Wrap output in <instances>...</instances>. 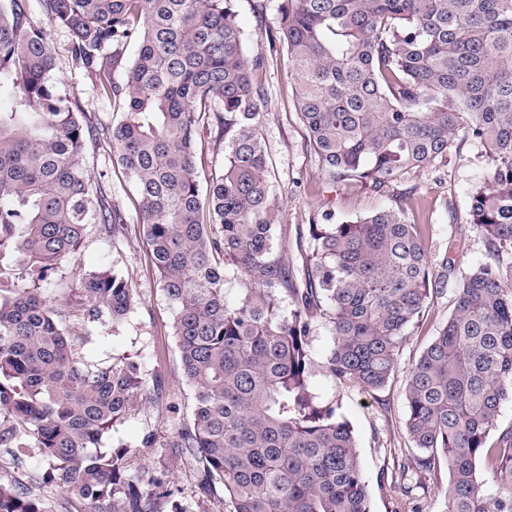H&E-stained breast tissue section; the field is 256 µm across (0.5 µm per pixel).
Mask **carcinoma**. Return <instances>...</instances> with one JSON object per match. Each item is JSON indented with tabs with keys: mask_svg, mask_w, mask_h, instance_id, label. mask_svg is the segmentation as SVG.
Wrapping results in <instances>:
<instances>
[{
	"mask_svg": "<svg viewBox=\"0 0 512 512\" xmlns=\"http://www.w3.org/2000/svg\"><path fill=\"white\" fill-rule=\"evenodd\" d=\"M0 0V447L36 450L70 496L66 512H187L169 475L130 473V449L104 434L163 396L165 383L129 358L91 365L72 316L121 322L136 288L118 269L90 274L59 301L45 285L89 228L114 237L124 211L87 173L90 143L112 145L133 180L163 291L174 312L190 423L172 447L199 464L232 512H370L364 469L336 400L311 384L313 311L339 386L386 387L408 327L454 280L456 302L412 367L406 433L427 473L448 469L445 512H512V0H280L297 108L327 183L382 195L411 171L471 143L486 166L469 225L483 259L461 273L432 259L425 225L398 206L309 225L302 274L276 246L280 209L258 121L266 107L233 0ZM122 118L92 121L52 79V30ZM138 44L130 63L129 43ZM123 74V84L115 81ZM224 136V168L200 198L201 113ZM239 282L229 298L226 273ZM291 308L283 311L282 300ZM0 512H46L31 487L0 479ZM312 353L318 362H324L331 347V326L323 312L317 313L312 318Z\"/></svg>",
	"mask_w": 512,
	"mask_h": 512,
	"instance_id": "1",
	"label": "carcinoma"
}]
</instances>
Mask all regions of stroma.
<instances>
[{
    "mask_svg": "<svg viewBox=\"0 0 512 512\" xmlns=\"http://www.w3.org/2000/svg\"><path fill=\"white\" fill-rule=\"evenodd\" d=\"M277 6L278 0H265V9L260 12L256 0H234L248 56L264 59L257 81L265 90L267 107L259 117L258 132L269 164L272 194L282 210L279 241L290 265L299 270L312 250L309 226L314 215L329 209L336 220H349L388 205L391 198L356 183L332 186L323 179L296 110L287 52L270 41L271 33L279 27ZM52 50L58 91L76 97L85 112L99 119L116 117L113 104L97 95L91 78L73 63L64 30L55 31ZM481 165L476 148L465 144L452 154L449 163L413 172L394 187V196L408 220L426 226L427 251L447 252L460 270L483 257V244L469 225L470 194ZM88 166L92 180L110 184L112 199L124 210L127 224L115 238L90 229L82 250L63 259L51 275L48 290L62 294L101 267L121 269L138 291L137 302L120 324L105 321L85 325L88 339L79 353L89 363L131 357L139 360L147 373L162 375L166 382L165 396L147 401L111 430L103 445L130 446L131 470L149 466L166 471L177 490V502L188 512H228L223 491L200 495L196 461L185 449L172 445L177 427L191 420L194 396L182 376L173 336V311L157 282L146 226L134 206L135 187L121 167L113 165L111 146L91 151ZM454 303L455 290L451 287L433 297L422 320L409 327L395 371L383 390L338 387L321 374L313 378L318 393L337 396L339 412L353 428L371 512H445V464H437L428 475L412 468L399 474L394 465L418 453L404 428L409 371L447 322ZM147 432L154 435L153 446L139 447L140 437Z\"/></svg>",
    "mask_w": 512,
    "mask_h": 512,
    "instance_id": "stroma-1",
    "label": "stroma"
}]
</instances>
